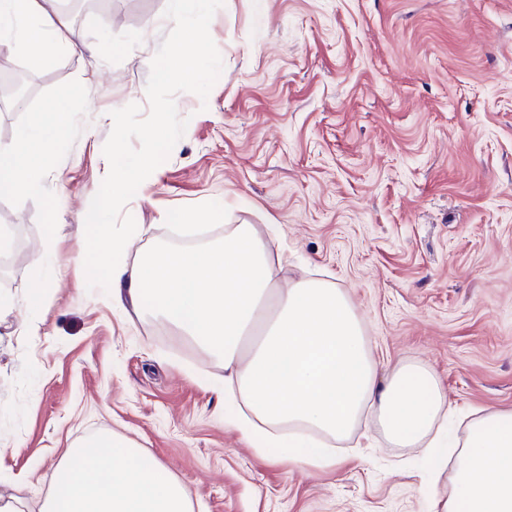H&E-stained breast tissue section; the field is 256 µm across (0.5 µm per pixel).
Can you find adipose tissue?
Returning a JSON list of instances; mask_svg holds the SVG:
<instances>
[{
	"mask_svg": "<svg viewBox=\"0 0 512 512\" xmlns=\"http://www.w3.org/2000/svg\"><path fill=\"white\" fill-rule=\"evenodd\" d=\"M51 0H0V50L27 49L31 67L68 45L69 23ZM47 143L21 134L0 157V191L34 182L30 156ZM112 300L140 310L146 297L171 325L224 364V392L242 410L225 418L276 448L289 429L294 462L333 464L324 439H342L372 413L397 448L438 446L447 396L435 372L417 361L379 374L362 320L343 289L303 278L280 283L267 245L249 224L224 227L222 245L159 248L110 271ZM448 496L435 512H512V408L479 409L463 438L441 459ZM39 512H191L184 486L138 449L100 435L67 449L50 476Z\"/></svg>",
	"mask_w": 512,
	"mask_h": 512,
	"instance_id": "ef3b65f1",
	"label": "adipose tissue"
}]
</instances>
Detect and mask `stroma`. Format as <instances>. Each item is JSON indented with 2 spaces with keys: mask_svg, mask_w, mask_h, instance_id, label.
I'll return each instance as SVG.
<instances>
[{
  "mask_svg": "<svg viewBox=\"0 0 512 512\" xmlns=\"http://www.w3.org/2000/svg\"><path fill=\"white\" fill-rule=\"evenodd\" d=\"M167 0H97L70 47L34 71L24 108L0 110V151L68 99L70 125L38 179L0 193L21 252L0 296V497L38 507L66 448L108 433L163 466L192 512H428L448 491L422 448L372 419L302 471L225 427L220 359L166 323L88 289L85 219L109 172L111 113L148 110ZM210 35L223 70L167 160L124 208L122 260L254 225L283 281L344 289L383 366L438 375L461 436L474 407H512V0H224ZM55 249L40 261L42 242ZM38 334H30V324Z\"/></svg>",
  "mask_w": 512,
  "mask_h": 512,
  "instance_id": "obj_1",
  "label": "stroma"
}]
</instances>
